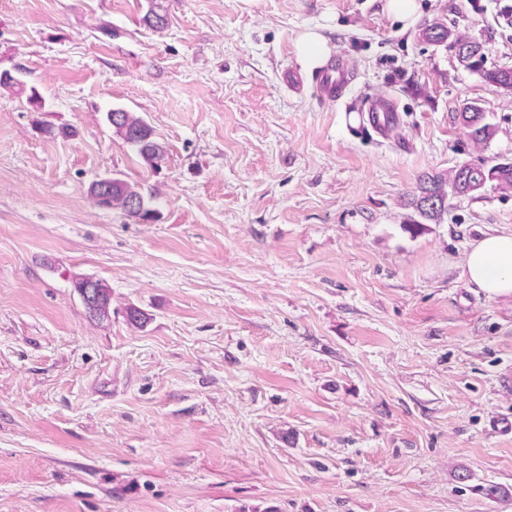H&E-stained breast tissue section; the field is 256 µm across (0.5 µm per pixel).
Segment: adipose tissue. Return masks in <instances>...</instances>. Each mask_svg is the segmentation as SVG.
<instances>
[{"label": "adipose tissue", "instance_id": "adipose-tissue-1", "mask_svg": "<svg viewBox=\"0 0 512 512\" xmlns=\"http://www.w3.org/2000/svg\"><path fill=\"white\" fill-rule=\"evenodd\" d=\"M465 274L489 296L512 295V234L489 235L476 243L466 257Z\"/></svg>", "mask_w": 512, "mask_h": 512}]
</instances>
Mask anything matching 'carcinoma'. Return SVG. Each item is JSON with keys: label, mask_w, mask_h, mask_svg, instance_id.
<instances>
[{"label": "carcinoma", "mask_w": 512, "mask_h": 512, "mask_svg": "<svg viewBox=\"0 0 512 512\" xmlns=\"http://www.w3.org/2000/svg\"><path fill=\"white\" fill-rule=\"evenodd\" d=\"M418 38L433 45H445L455 55L458 65L464 70L479 75L485 81L512 90V68H489L481 43L448 26L443 21H434L419 29ZM106 121L113 134L131 146L148 164L162 160L166 149L155 136L153 127L142 117L121 108L106 111ZM456 121L469 139L476 143H487L496 134V127L487 119L483 109L474 102H464L456 112ZM493 184L502 190L512 189V160L482 161L463 164L449 177L424 173L419 178L418 194L412 205L425 220L437 221L448 211L453 198H472L487 185ZM94 205L101 209H119L127 217L138 221H150L156 210L136 185L114 177L102 185L94 181L89 187ZM98 310L102 319L111 313V289L105 281L97 280Z\"/></svg>", "instance_id": "1"}]
</instances>
